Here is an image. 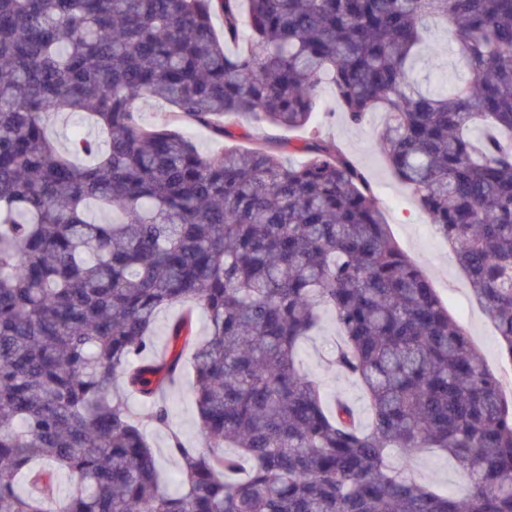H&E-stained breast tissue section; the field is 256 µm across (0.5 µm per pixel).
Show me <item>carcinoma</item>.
I'll return each instance as SVG.
<instances>
[{"label":"carcinoma","instance_id":"carcinoma-1","mask_svg":"<svg viewBox=\"0 0 512 512\" xmlns=\"http://www.w3.org/2000/svg\"><path fill=\"white\" fill-rule=\"evenodd\" d=\"M432 21L467 71L448 89L416 76ZM325 82L350 122L385 114L380 152L512 361V0H0V512H512V396L311 127ZM143 97L224 148L142 125ZM244 118L308 131L301 160L240 148ZM182 303L208 336L184 316L157 364L158 314ZM325 314L365 421L299 367ZM188 350L198 448L161 396ZM128 396L170 431L177 489ZM420 448L467 493L392 460ZM189 131L191 137L203 152L212 153L221 149L224 145V141L208 127L192 125Z\"/></svg>","mask_w":512,"mask_h":512}]
</instances>
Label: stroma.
I'll list each match as a JSON object with an SVG mask.
<instances>
[{"label": "stroma", "instance_id": "35a3bbf8", "mask_svg": "<svg viewBox=\"0 0 512 512\" xmlns=\"http://www.w3.org/2000/svg\"><path fill=\"white\" fill-rule=\"evenodd\" d=\"M321 100L325 109L315 117L321 135L335 140L363 170L371 183L374 199L400 247L426 273L450 314L463 325L470 342L481 353L485 366L499 374L505 390L511 391L512 363L503 357L494 327L472 302L465 275L447 241L417 208L412 193L392 174L378 149L379 135L385 124L384 115L372 113L359 125L348 122L343 112L331 111L332 89L327 84L321 88ZM336 338L335 324L324 320L316 334L302 345V365L321 383L328 398L340 397L357 408H364V393L360 385L329 366ZM192 380L191 363L183 361L180 372L166 392L172 412L171 430L152 427L147 430L150 444L156 455L163 459L164 470L169 474L175 470L168 454L170 432H177L190 446L200 441ZM395 461L409 473L442 491L456 495L467 491V478L450 458L442 454L428 451L402 453L396 456Z\"/></svg>", "mask_w": 512, "mask_h": 512}]
</instances>
